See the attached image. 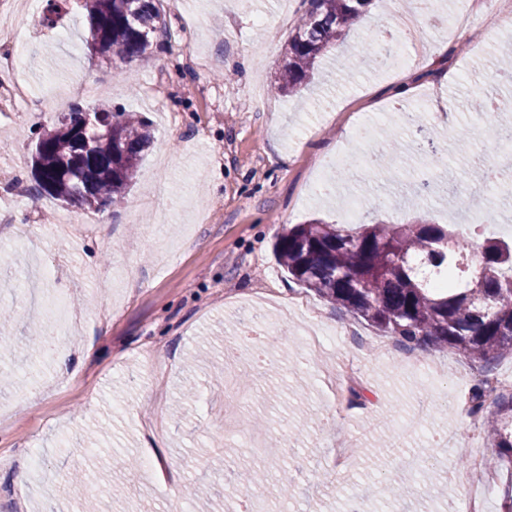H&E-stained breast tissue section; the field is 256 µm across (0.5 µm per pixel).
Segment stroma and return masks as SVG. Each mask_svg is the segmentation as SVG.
I'll use <instances>...</instances> for the list:
<instances>
[{
	"label": "stroma",
	"mask_w": 512,
	"mask_h": 512,
	"mask_svg": "<svg viewBox=\"0 0 512 512\" xmlns=\"http://www.w3.org/2000/svg\"><path fill=\"white\" fill-rule=\"evenodd\" d=\"M32 6L9 0L0 14V27L25 30L30 44L22 58L0 60L24 90L11 117L0 118V286L18 288L0 294L13 336L0 347V379L11 382L0 392V512H81L64 489L77 468L80 494L96 499L98 512H190L205 500L223 512L227 497L255 494L264 512H276L268 487L222 480L225 457L257 460L239 434L240 411L224 403L228 372L254 389H278L252 413L251 433L283 460L276 478L293 488L288 512H341L348 494L363 512H464L477 484L493 488L484 512H504L512 463L499 460L467 411L487 372L451 347L399 345L379 355L388 334L291 282L273 243L294 224L344 223L353 201L361 224L466 222L448 192L488 169L492 140L468 130L487 102L512 98V80L497 69L512 53V28L482 13L480 49L455 42L451 64H419L418 48L443 39L449 18L467 7L434 0L405 46L407 68L378 71L355 45L384 37L413 4L372 0L311 84L281 97L270 86L301 0H161L167 32L158 46L142 60L113 57L108 68L85 46L75 0H62L46 26L30 25ZM402 78L437 88L452 112L431 119L439 144L423 145L418 162L397 155L396 181L365 163L387 151L388 139L365 141L357 130L385 128L406 142L398 118L408 104L392 97ZM76 103L139 112L155 129L135 185L103 212L34 192L32 148ZM434 150L448 174L430 202L418 203L407 184L427 174ZM343 167L350 173L335 196L321 198L319 183ZM42 288L69 297L67 319L47 309ZM261 290L278 303L266 312L274 346L259 376L238 304ZM313 334L329 342L307 357L301 339ZM348 356L357 359L352 376ZM448 433L462 444L436 458L439 482L393 502L391 457L413 456ZM342 451L350 458L340 467ZM476 455L485 460L479 471L469 465ZM132 457L153 466L129 468ZM112 477L124 498L104 493Z\"/></svg>",
	"instance_id": "1"
}]
</instances>
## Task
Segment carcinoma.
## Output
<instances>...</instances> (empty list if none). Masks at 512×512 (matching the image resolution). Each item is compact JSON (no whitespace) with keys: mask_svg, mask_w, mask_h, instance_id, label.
<instances>
[{"mask_svg":"<svg viewBox=\"0 0 512 512\" xmlns=\"http://www.w3.org/2000/svg\"><path fill=\"white\" fill-rule=\"evenodd\" d=\"M88 48L112 57H146L166 31L159 0H80ZM274 82L282 96L301 92L317 63L340 48L371 0H305ZM101 124L81 130L83 114ZM76 105L35 144L37 194L100 211L121 199L154 140L149 120L110 105ZM409 124L426 142L435 133L420 113ZM276 254L289 278L401 344L450 346L490 369L512 355V242L489 238L473 260L471 244L444 224H296L278 236ZM485 416L500 457L512 461V395L494 398Z\"/></svg>","mask_w":512,"mask_h":512,"instance_id":"cac0c4a2","label":"carcinoma"}]
</instances>
